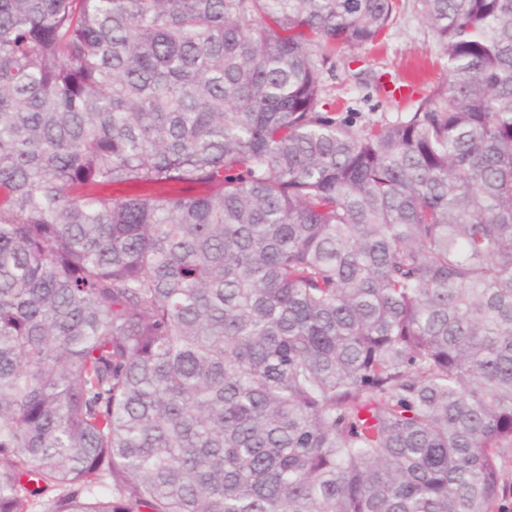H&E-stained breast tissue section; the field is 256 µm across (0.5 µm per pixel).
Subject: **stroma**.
Segmentation results:
<instances>
[{"label":"stroma","mask_w":512,"mask_h":512,"mask_svg":"<svg viewBox=\"0 0 512 512\" xmlns=\"http://www.w3.org/2000/svg\"><path fill=\"white\" fill-rule=\"evenodd\" d=\"M415 75L422 95H429L446 81L447 61L423 25L414 0H402L383 43L336 54L325 75L324 98L337 116L359 124L381 122L413 111L414 102L392 97L390 91Z\"/></svg>","instance_id":"obj_1"}]
</instances>
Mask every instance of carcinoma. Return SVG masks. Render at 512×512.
Here are the masks:
<instances>
[{
	"instance_id": "1",
	"label": "carcinoma",
	"mask_w": 512,
	"mask_h": 512,
	"mask_svg": "<svg viewBox=\"0 0 512 512\" xmlns=\"http://www.w3.org/2000/svg\"><path fill=\"white\" fill-rule=\"evenodd\" d=\"M399 2L0 0V512H503L512 0L337 119ZM414 3L402 0L383 43L363 46L354 53H338L332 59L325 74L324 98L336 117H348L357 124L393 119L412 112L418 98L429 95L446 81L447 61L436 48ZM412 76L420 78L421 93L414 100L405 102L386 92Z\"/></svg>"
}]
</instances>
